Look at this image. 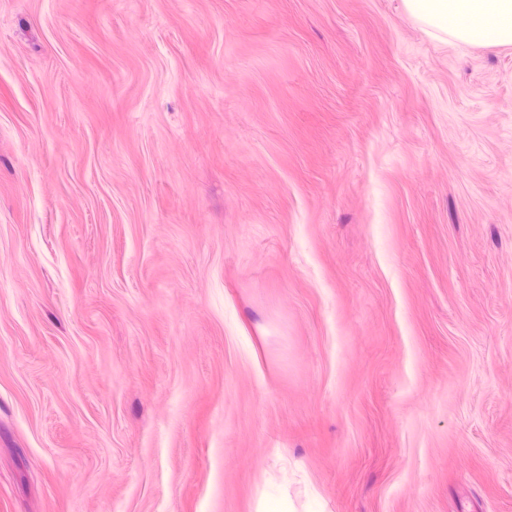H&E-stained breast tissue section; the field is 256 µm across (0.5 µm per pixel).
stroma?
<instances>
[{
    "label": "stroma",
    "mask_w": 512,
    "mask_h": 512,
    "mask_svg": "<svg viewBox=\"0 0 512 512\" xmlns=\"http://www.w3.org/2000/svg\"><path fill=\"white\" fill-rule=\"evenodd\" d=\"M512 512V46L401 0H0V512ZM255 512H323L325 507L317 496H311L300 507L289 494L288 487H280L274 494L263 492L255 503Z\"/></svg>",
    "instance_id": "stroma-1"
}]
</instances>
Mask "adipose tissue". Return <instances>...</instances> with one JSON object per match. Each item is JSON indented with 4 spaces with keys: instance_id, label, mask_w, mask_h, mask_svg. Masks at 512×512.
Here are the masks:
<instances>
[{
    "instance_id": "1",
    "label": "adipose tissue",
    "mask_w": 512,
    "mask_h": 512,
    "mask_svg": "<svg viewBox=\"0 0 512 512\" xmlns=\"http://www.w3.org/2000/svg\"><path fill=\"white\" fill-rule=\"evenodd\" d=\"M431 39L512 45V0H402Z\"/></svg>"
}]
</instances>
